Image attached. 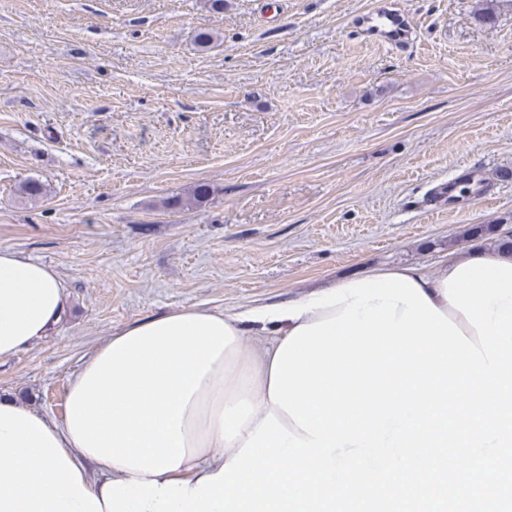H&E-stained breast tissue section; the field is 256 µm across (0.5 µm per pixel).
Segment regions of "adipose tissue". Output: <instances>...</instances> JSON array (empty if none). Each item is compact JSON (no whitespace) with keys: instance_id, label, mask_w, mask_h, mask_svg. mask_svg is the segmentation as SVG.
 I'll return each mask as SVG.
<instances>
[{"instance_id":"adipose-tissue-1","label":"adipose tissue","mask_w":512,"mask_h":512,"mask_svg":"<svg viewBox=\"0 0 512 512\" xmlns=\"http://www.w3.org/2000/svg\"><path fill=\"white\" fill-rule=\"evenodd\" d=\"M512 264V254L473 250L436 270L397 267L470 341L475 328L444 297V280L469 259ZM66 309L52 267L0 249V357L50 336ZM314 308L300 319L242 321L181 308L117 331L70 380L54 421L0 397V512H107V482L197 483L220 472L267 414L291 416L270 399L279 347L299 325L338 316Z\"/></svg>"}]
</instances>
